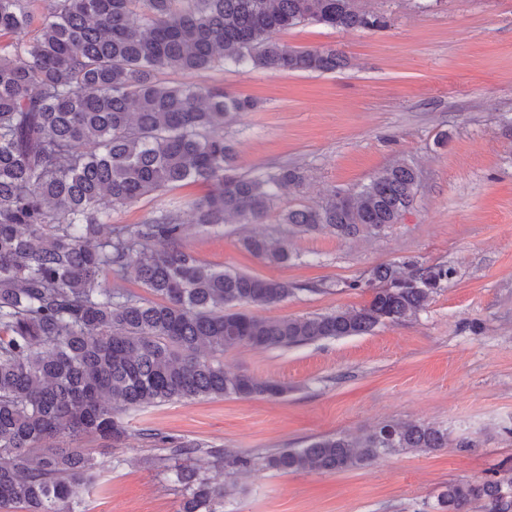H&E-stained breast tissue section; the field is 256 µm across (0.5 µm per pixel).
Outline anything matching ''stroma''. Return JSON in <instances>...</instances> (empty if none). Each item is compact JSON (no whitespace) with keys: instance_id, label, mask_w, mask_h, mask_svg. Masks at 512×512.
Here are the masks:
<instances>
[{"instance_id":"stroma-1","label":"stroma","mask_w":512,"mask_h":512,"mask_svg":"<svg viewBox=\"0 0 512 512\" xmlns=\"http://www.w3.org/2000/svg\"><path fill=\"white\" fill-rule=\"evenodd\" d=\"M387 15L377 31L305 24L280 33L288 46H332L346 68L331 72L227 69L163 72L167 81L217 83L257 102L225 132L246 173L294 164L307 180L279 194L255 233L288 235L292 259L263 261L240 243V227H202L190 215L181 244L203 262L299 284L266 318L306 317L367 304L351 288L380 264L413 259L455 270L415 317L359 336L288 349L249 346L223 357L288 387L277 398H200L131 410L130 438L114 447L81 442L101 467L85 512H180L168 452L151 434L201 443L189 466L221 472L235 492L224 512H437L448 484L480 481L512 466V0H358ZM419 174L402 221L380 235H289L280 213L355 191L394 160ZM385 422L434 423L447 448L383 455L342 472L216 468L208 452L254 458L302 448ZM476 447H467V440Z\"/></svg>"}]
</instances>
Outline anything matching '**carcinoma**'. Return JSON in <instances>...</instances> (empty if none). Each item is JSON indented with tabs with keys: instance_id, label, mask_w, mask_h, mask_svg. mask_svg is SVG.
<instances>
[{
	"instance_id": "carcinoma-1",
	"label": "carcinoma",
	"mask_w": 512,
	"mask_h": 512,
	"mask_svg": "<svg viewBox=\"0 0 512 512\" xmlns=\"http://www.w3.org/2000/svg\"><path fill=\"white\" fill-rule=\"evenodd\" d=\"M311 23L380 30L383 13L356 0H0V509L76 512L100 462L85 435L120 443V414L167 402L281 397L288 386L224 370L240 347H297L357 336L415 316L455 270L404 260L374 268L350 288L371 301L307 317L264 318L253 307L297 290L286 281L216 269L181 245V215L198 224H262L277 191L297 189L301 168L240 173L224 135L254 102L218 85L159 78L164 70L334 72L333 47L293 48L277 33ZM417 171L403 160L356 193L332 191L316 207L281 212L297 233L377 235L412 206ZM206 184L201 198L163 201L140 224L112 211L144 196ZM153 241L167 244L162 250ZM241 246L269 263L290 259L288 240L246 235ZM133 270L152 300L102 280ZM448 447V430L386 423L360 436H322L255 463L283 473L338 472L381 455ZM181 512H224L230 490L175 465ZM512 512V467L495 478L448 485L439 512Z\"/></svg>"
}]
</instances>
